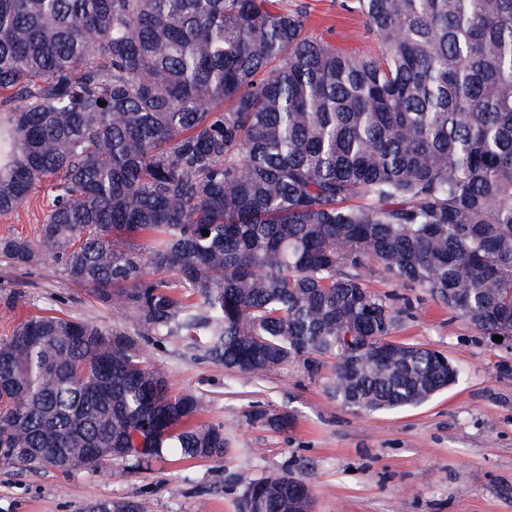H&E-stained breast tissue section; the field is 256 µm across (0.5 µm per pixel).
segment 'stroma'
<instances>
[{
    "instance_id": "stroma-1",
    "label": "stroma",
    "mask_w": 512,
    "mask_h": 512,
    "mask_svg": "<svg viewBox=\"0 0 512 512\" xmlns=\"http://www.w3.org/2000/svg\"><path fill=\"white\" fill-rule=\"evenodd\" d=\"M344 2L284 0L307 11L310 34L339 48L372 51L365 17L347 12ZM48 204L43 190L0 215V237H36ZM365 281L406 305L394 341L443 352L461 369L456 385L415 408L361 416L331 398L323 379L302 363L252 380L191 360L181 344L168 342L151 356L175 391L198 397V422L223 424V461L168 456L119 482L108 468L34 473L0 463V512H90L106 500L135 503L139 512H239L244 480L285 472L308 484L312 512H512V341L479 333L421 289L380 270ZM48 309L136 329L129 313L67 281L52 261L15 267L0 258V336ZM254 406L290 414L289 430L250 424L246 414Z\"/></svg>"
}]
</instances>
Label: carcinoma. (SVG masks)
I'll return each mask as SVG.
<instances>
[{"label": "carcinoma", "instance_id": "carcinoma-1", "mask_svg": "<svg viewBox=\"0 0 512 512\" xmlns=\"http://www.w3.org/2000/svg\"><path fill=\"white\" fill-rule=\"evenodd\" d=\"M350 10L381 52L337 49L280 0H0V213L52 193L0 256L52 258L137 325L44 314L1 338L0 461L120 457L121 479L165 448L224 460V427L149 355L166 342L250 378L330 364L355 414L428 401L459 370L391 340L403 309L365 287L373 265L512 336V0ZM301 496L290 474L251 479L242 512Z\"/></svg>", "mask_w": 512, "mask_h": 512}]
</instances>
